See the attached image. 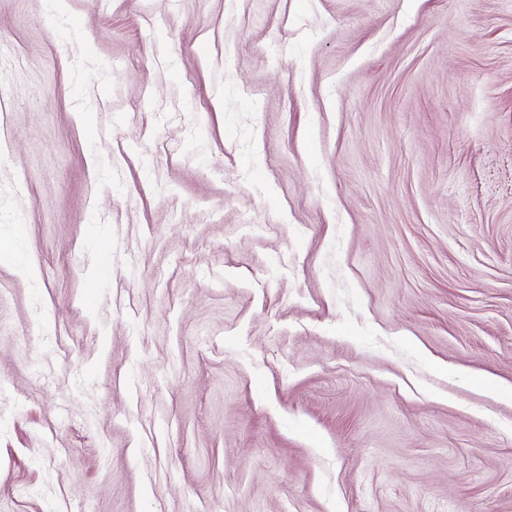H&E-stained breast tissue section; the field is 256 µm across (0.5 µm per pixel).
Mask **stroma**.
I'll use <instances>...</instances> for the list:
<instances>
[{
	"label": "stroma",
	"instance_id": "obj_1",
	"mask_svg": "<svg viewBox=\"0 0 512 512\" xmlns=\"http://www.w3.org/2000/svg\"><path fill=\"white\" fill-rule=\"evenodd\" d=\"M0 512H512V0H0Z\"/></svg>",
	"mask_w": 512,
	"mask_h": 512
}]
</instances>
